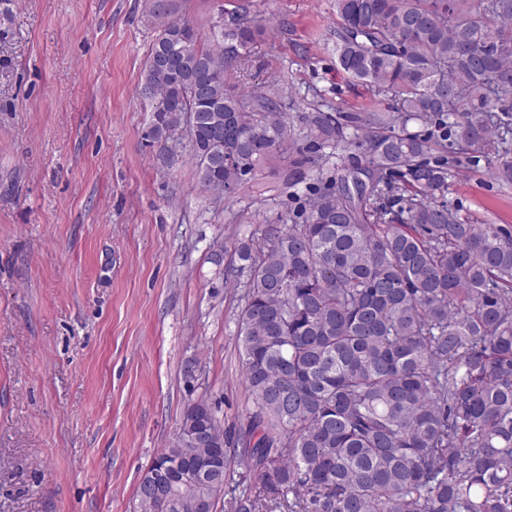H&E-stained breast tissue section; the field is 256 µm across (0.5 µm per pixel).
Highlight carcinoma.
<instances>
[{"label":"carcinoma","instance_id":"cac0c4a2","mask_svg":"<svg viewBox=\"0 0 512 512\" xmlns=\"http://www.w3.org/2000/svg\"><path fill=\"white\" fill-rule=\"evenodd\" d=\"M340 69L398 107L308 117L323 144L352 139L366 165L343 167L300 223L271 225L237 250L245 275L236 341L251 409L232 435L213 407L190 404L177 445L145 476L221 458L180 500L216 512H512V225L477 224L444 201L456 175L433 162L432 118L463 154L512 149V0H334ZM231 12L210 45L189 24H162L176 69L155 64L147 137L186 125L198 182L234 189L288 136L265 97L245 111L226 86L261 30ZM207 83L209 100L193 88ZM392 199L378 204L383 195ZM245 472L234 478V465ZM142 512H192L169 495Z\"/></svg>","mask_w":512,"mask_h":512}]
</instances>
